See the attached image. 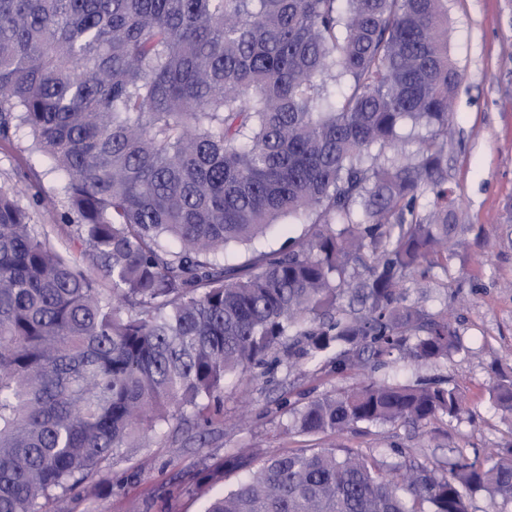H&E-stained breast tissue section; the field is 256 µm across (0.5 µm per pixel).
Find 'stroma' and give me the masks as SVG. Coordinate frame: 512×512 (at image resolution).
Segmentation results:
<instances>
[{"label": "stroma", "instance_id": "1", "mask_svg": "<svg viewBox=\"0 0 512 512\" xmlns=\"http://www.w3.org/2000/svg\"><path fill=\"white\" fill-rule=\"evenodd\" d=\"M448 50L460 82L455 133L448 144V186L460 226L448 243V266L407 283L409 301L432 313L449 312L463 349L448 361L416 366L399 358L375 372L378 380L409 384L444 376L464 394L461 418L428 425L362 424L342 437L291 430L283 401L303 405L356 385L361 377L327 362L290 368L287 361L256 367L224 383L211 424L195 417L125 448L99 472L100 492L75 490L48 504V512H203V496L188 491L190 476L239 448L276 454L338 443L367 454L390 444L413 449L420 460H448L512 442V421L492 401L499 375L512 376V0H448ZM27 132L0 140V186L55 194L63 175L52 160L31 151Z\"/></svg>", "mask_w": 512, "mask_h": 512}]
</instances>
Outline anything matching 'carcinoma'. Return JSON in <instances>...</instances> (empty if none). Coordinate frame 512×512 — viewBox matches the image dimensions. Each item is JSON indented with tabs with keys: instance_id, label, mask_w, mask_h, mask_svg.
I'll return each mask as SVG.
<instances>
[{
	"instance_id": "obj_1",
	"label": "carcinoma",
	"mask_w": 512,
	"mask_h": 512,
	"mask_svg": "<svg viewBox=\"0 0 512 512\" xmlns=\"http://www.w3.org/2000/svg\"><path fill=\"white\" fill-rule=\"evenodd\" d=\"M459 73L447 0H0V138L64 174L72 249L0 186V512H44L121 448L280 351L366 376L461 339L404 284L448 261ZM429 129L398 149L401 129ZM430 196L428 206L419 199ZM288 247L224 264L282 218ZM512 416V379L492 391ZM443 381L367 379L292 409L305 434L458 418ZM205 512H469L512 503V443L427 464L393 445L242 448Z\"/></svg>"
}]
</instances>
